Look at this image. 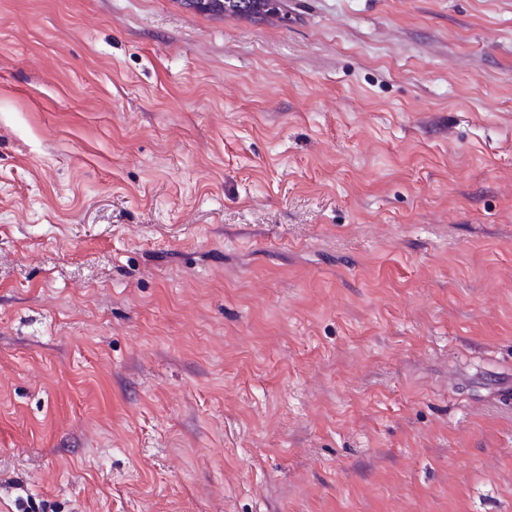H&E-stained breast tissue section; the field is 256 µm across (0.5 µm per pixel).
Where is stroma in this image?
I'll return each mask as SVG.
<instances>
[{
    "mask_svg": "<svg viewBox=\"0 0 512 512\" xmlns=\"http://www.w3.org/2000/svg\"><path fill=\"white\" fill-rule=\"evenodd\" d=\"M0 0V512H512V0ZM189 7L231 16L267 20L279 16L283 21L278 0H185Z\"/></svg>",
    "mask_w": 512,
    "mask_h": 512,
    "instance_id": "35a3bbf8",
    "label": "stroma"
}]
</instances>
